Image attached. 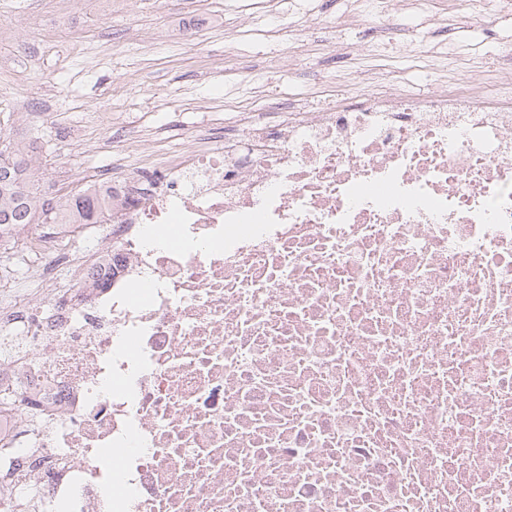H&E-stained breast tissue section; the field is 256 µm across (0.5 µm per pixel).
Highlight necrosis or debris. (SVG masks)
I'll list each match as a JSON object with an SVG mask.
<instances>
[{"label":"necrosis or debris","instance_id":"necrosis-or-debris-1","mask_svg":"<svg viewBox=\"0 0 512 512\" xmlns=\"http://www.w3.org/2000/svg\"><path fill=\"white\" fill-rule=\"evenodd\" d=\"M241 125L0 236L7 512H512V75Z\"/></svg>","mask_w":512,"mask_h":512}]
</instances>
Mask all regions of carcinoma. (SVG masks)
Here are the masks:
<instances>
[{"instance_id": "obj_1", "label": "carcinoma", "mask_w": 512, "mask_h": 512, "mask_svg": "<svg viewBox=\"0 0 512 512\" xmlns=\"http://www.w3.org/2000/svg\"><path fill=\"white\" fill-rule=\"evenodd\" d=\"M31 159L17 146H0V229L12 231L23 224H58L64 212L81 224L101 217L95 197L81 190L65 201L41 196L29 180Z\"/></svg>"}]
</instances>
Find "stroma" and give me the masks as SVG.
Instances as JSON below:
<instances>
[{
    "label": "stroma",
    "instance_id": "35a3bbf8",
    "mask_svg": "<svg viewBox=\"0 0 512 512\" xmlns=\"http://www.w3.org/2000/svg\"><path fill=\"white\" fill-rule=\"evenodd\" d=\"M0 0V26L38 12L40 26L0 50V136L27 147L47 198L100 177L129 176L132 130L146 151L187 149L180 130L218 112L269 115L270 101L317 110L372 93L417 95L495 78L512 45V11L471 13L464 0H399L404 36L373 44L338 0ZM165 39H157V32ZM281 50L284 66L271 67Z\"/></svg>",
    "mask_w": 512,
    "mask_h": 512
}]
</instances>
